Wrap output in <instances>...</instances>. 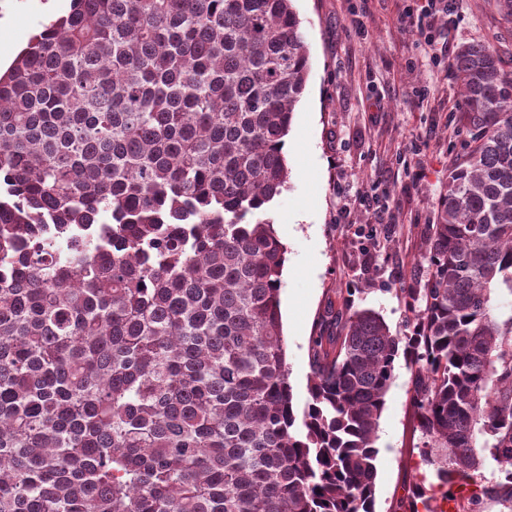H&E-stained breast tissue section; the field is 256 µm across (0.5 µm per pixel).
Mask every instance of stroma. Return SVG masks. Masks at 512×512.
I'll return each instance as SVG.
<instances>
[{"label": "stroma", "instance_id": "1", "mask_svg": "<svg viewBox=\"0 0 512 512\" xmlns=\"http://www.w3.org/2000/svg\"><path fill=\"white\" fill-rule=\"evenodd\" d=\"M447 3L425 16V0H295L311 68L287 136L290 187L270 217L288 249L281 311L297 402L308 397L309 340L328 308L373 309L392 333L406 332L402 291L427 269L425 226L468 139L451 67L456 47L482 42L512 71V15L500 0ZM71 6L0 0V50L23 48ZM411 378L397 362L379 421L375 512H406L428 472Z\"/></svg>", "mask_w": 512, "mask_h": 512}]
</instances>
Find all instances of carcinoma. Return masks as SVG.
<instances>
[{
    "mask_svg": "<svg viewBox=\"0 0 512 512\" xmlns=\"http://www.w3.org/2000/svg\"><path fill=\"white\" fill-rule=\"evenodd\" d=\"M469 133L403 289L408 336L331 311L294 401L266 207L310 69L293 0H73L0 73V512H375L412 369L436 482L512 505V73L457 47ZM33 224H109L65 262ZM493 465L503 479L486 484Z\"/></svg>",
    "mask_w": 512,
    "mask_h": 512,
    "instance_id": "cac0c4a2",
    "label": "carcinoma"
}]
</instances>
